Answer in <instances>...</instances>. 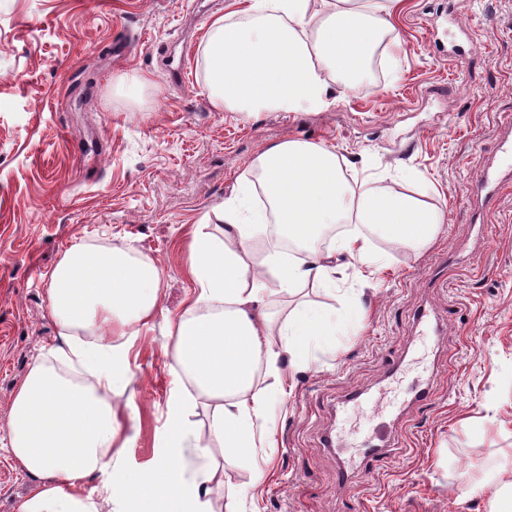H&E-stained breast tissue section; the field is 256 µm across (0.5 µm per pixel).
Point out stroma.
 <instances>
[{
    "mask_svg": "<svg viewBox=\"0 0 512 512\" xmlns=\"http://www.w3.org/2000/svg\"><path fill=\"white\" fill-rule=\"evenodd\" d=\"M234 0H0V422L30 366L60 338L48 313L49 274L63 251L88 243L152 255L162 303L139 335L124 337L129 386L120 413L117 473L161 460L178 387L161 345L168 318L192 293L188 243L201 217L251 178L264 144L286 137L324 145L356 170L389 171L400 188L443 213L425 249L373 238L385 262L349 305L316 284L301 299L341 311L336 336L304 365H284L294 388L272 409L271 476L225 463L213 439V403L189 417L186 456L208 447L223 480L255 486L261 512H488L485 476L512 463V185L493 210L467 187L497 150L512 114V0H405L397 42L363 91L306 112L216 111L202 43ZM487 215L477 239L479 213ZM446 321L439 347L414 342L421 306ZM435 396L389 427L401 443L350 490L338 465L356 452L324 448L336 407L355 392L398 399L419 381ZM0 512L34 484L3 452Z\"/></svg>",
    "mask_w": 512,
    "mask_h": 512,
    "instance_id": "1",
    "label": "stroma"
}]
</instances>
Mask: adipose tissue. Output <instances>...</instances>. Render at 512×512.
I'll use <instances>...</instances> for the list:
<instances>
[{
    "label": "adipose tissue",
    "mask_w": 512,
    "mask_h": 512,
    "mask_svg": "<svg viewBox=\"0 0 512 512\" xmlns=\"http://www.w3.org/2000/svg\"><path fill=\"white\" fill-rule=\"evenodd\" d=\"M402 0H249L244 10L216 19L206 36L204 62L210 100L221 112H300L328 104L333 93L361 89L373 55L392 36ZM249 166L269 204L254 209L248 189L214 205L199 221L191 242L194 294L183 312L167 321L161 349L180 385L168 410L170 440L158 466L136 478H113L118 416L112 394L125 388L116 336L137 335L161 303L163 272L152 256L74 245L50 274L49 313L65 363H77L79 379L37 361L19 383L0 423L8 436L7 458L33 480L15 512H103L104 503L85 496V481L105 476L109 504L131 512H211L209 496L218 470L207 448L187 464L188 414L196 400L213 401L210 431L221 447L255 459L273 447L274 398L286 397L284 360L305 362L313 341L335 335L333 311L302 302L281 327L267 312L275 291L298 285L332 286L331 257L319 250L333 224H355L339 248L360 270L376 269L370 235L419 250L437 237L440 209L418 196L384 186L362 189L346 176V159L300 139L263 146ZM223 223L221 237L208 230ZM306 251L288 260L271 251L260 265L250 245L267 223ZM274 376L259 388L258 362Z\"/></svg>",
    "instance_id": "obj_1"
}]
</instances>
